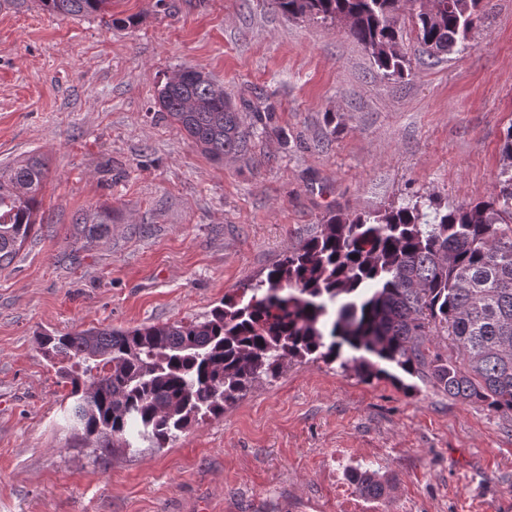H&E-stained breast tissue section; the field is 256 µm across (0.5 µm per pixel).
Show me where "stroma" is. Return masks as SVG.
I'll list each match as a JSON object with an SVG mask.
<instances>
[{
  "instance_id": "1",
  "label": "stroma",
  "mask_w": 512,
  "mask_h": 512,
  "mask_svg": "<svg viewBox=\"0 0 512 512\" xmlns=\"http://www.w3.org/2000/svg\"><path fill=\"white\" fill-rule=\"evenodd\" d=\"M467 49L383 78L341 29L272 0H112L0 10V165L48 172L34 233L0 267V512H512V415L418 384L297 363L164 448L103 456L68 426L42 333L199 319L330 213L494 190L512 125V0ZM209 74L265 113L216 162L159 118V85ZM109 211L107 234L77 217ZM376 473L387 498L349 475ZM43 10L52 15L59 16H87L108 15L112 25L123 27L134 26L137 20L133 16L126 18H112V0H38Z\"/></svg>"
}]
</instances>
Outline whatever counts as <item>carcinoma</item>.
Listing matches in <instances>:
<instances>
[{"mask_svg": "<svg viewBox=\"0 0 512 512\" xmlns=\"http://www.w3.org/2000/svg\"><path fill=\"white\" fill-rule=\"evenodd\" d=\"M59 16L112 15V0H39ZM292 18L332 25L369 51L383 76L411 72L400 11L431 57L467 48L487 0H274ZM158 113L215 160L250 151L253 131L224 87L197 71L157 90ZM488 199L433 197L373 212L331 214L264 277L224 296L201 320L87 329L41 337L44 355L75 399L82 440L104 454L163 448L294 362L339 363L360 379L403 376L465 403L512 414V124ZM45 179L41 158L0 167V266L29 238ZM446 337L453 358L430 349ZM358 492L387 494L355 472Z\"/></svg>", "mask_w": 512, "mask_h": 512, "instance_id": "1", "label": "carcinoma"}]
</instances>
